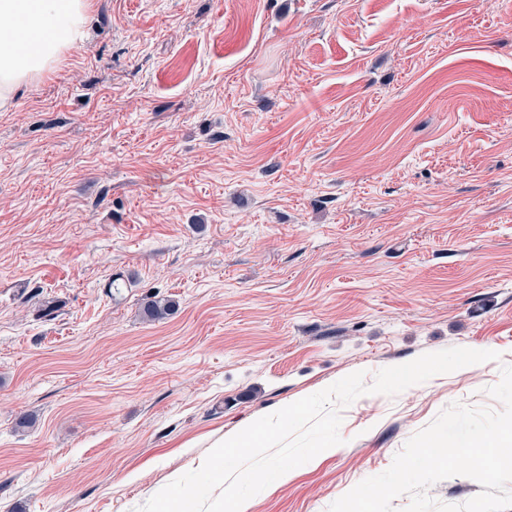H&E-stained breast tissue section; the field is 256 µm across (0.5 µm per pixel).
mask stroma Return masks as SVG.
I'll list each match as a JSON object with an SVG mask.
<instances>
[{
	"label": "stroma",
	"instance_id": "stroma-1",
	"mask_svg": "<svg viewBox=\"0 0 512 512\" xmlns=\"http://www.w3.org/2000/svg\"><path fill=\"white\" fill-rule=\"evenodd\" d=\"M450 347L501 358L361 396L250 512H328L450 404L500 409L512 0H91L0 110V512H137L248 420ZM175 307V301L165 297H155L144 303L142 311L147 319L156 321L169 316Z\"/></svg>",
	"mask_w": 512,
	"mask_h": 512
}]
</instances>
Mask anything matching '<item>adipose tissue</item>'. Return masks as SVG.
<instances>
[{"label":"adipose tissue","instance_id":"1","mask_svg":"<svg viewBox=\"0 0 512 512\" xmlns=\"http://www.w3.org/2000/svg\"><path fill=\"white\" fill-rule=\"evenodd\" d=\"M88 0H0V109L84 37Z\"/></svg>","mask_w":512,"mask_h":512}]
</instances>
